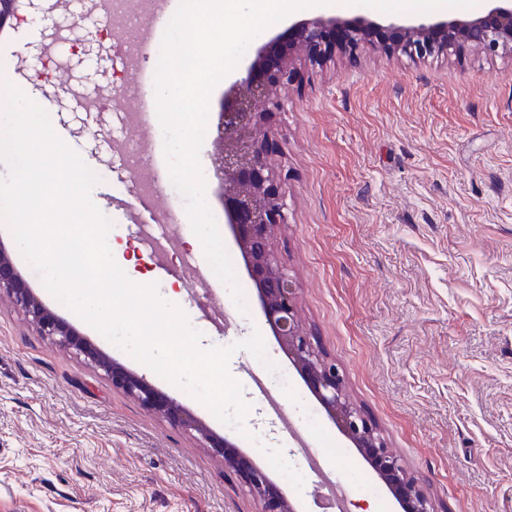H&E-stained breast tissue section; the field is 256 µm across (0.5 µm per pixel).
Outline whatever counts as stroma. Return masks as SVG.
Segmentation results:
<instances>
[{"instance_id": "stroma-1", "label": "stroma", "mask_w": 512, "mask_h": 512, "mask_svg": "<svg viewBox=\"0 0 512 512\" xmlns=\"http://www.w3.org/2000/svg\"><path fill=\"white\" fill-rule=\"evenodd\" d=\"M42 21L0 37V77L40 101L56 133L102 179L92 199L113 220L112 244L159 285L193 328L200 313L181 277L157 273L158 259L128 224L124 204L138 189L113 174L118 146L142 134L129 116L137 96L112 98L113 75L155 70L153 56L126 62L120 35L92 46L69 40L41 56ZM356 59L340 50L302 67L273 117L287 172L288 222L276 235L299 285L304 327L319 336L350 394L383 430L390 448L429 481L439 512H512V55L477 49L412 60L382 43ZM72 92L59 106L58 66ZM160 211L178 213L166 260L205 264L192 250L185 199L172 183ZM0 246L53 313L107 358L143 375L210 430L267 469L290 499L315 508L318 482L302 470L295 490L271 469L263 447L294 462L288 433L254 404L244 425L255 446L198 400L110 343L59 303L0 224ZM223 333L202 330L203 347L260 332L281 380L299 396L282 404L304 424L312 414L366 487L344 481L349 512H395L369 464L332 425L256 312L232 298ZM238 478L210 448L113 387L83 356L39 336L0 296V512H256Z\"/></svg>"}]
</instances>
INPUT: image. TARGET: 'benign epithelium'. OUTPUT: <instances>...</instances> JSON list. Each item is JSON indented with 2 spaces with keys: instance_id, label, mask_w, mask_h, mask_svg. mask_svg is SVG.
<instances>
[{
  "instance_id": "benign-epithelium-1",
  "label": "benign epithelium",
  "mask_w": 512,
  "mask_h": 512,
  "mask_svg": "<svg viewBox=\"0 0 512 512\" xmlns=\"http://www.w3.org/2000/svg\"><path fill=\"white\" fill-rule=\"evenodd\" d=\"M0 0V28L18 29L27 15L44 16L54 8L45 0ZM378 24L365 17L315 15L292 23L281 33L263 37L253 57L224 89L217 118L221 157L214 166L225 224L245 259L257 290L258 309L279 347L336 428L364 456L397 500L401 512H436L426 480L413 474L392 453L374 422L351 400L343 374L318 338L298 318V285L274 243L275 228L288 223V203L272 156L279 150L268 117L282 109L279 92L295 80L297 49L314 64L321 62L333 33L343 35L344 49L356 53ZM399 34L393 48L411 56L451 53L465 48L489 54L512 52V0H487L474 18L410 19L393 25ZM12 296L39 335L72 349L111 378L112 386L147 410L167 418L211 448L224 470L234 473L259 505L258 512H300L268 474L226 438L216 437L173 398L145 377L100 354L68 324L52 314L25 286L11 258L0 249V292Z\"/></svg>"
}]
</instances>
